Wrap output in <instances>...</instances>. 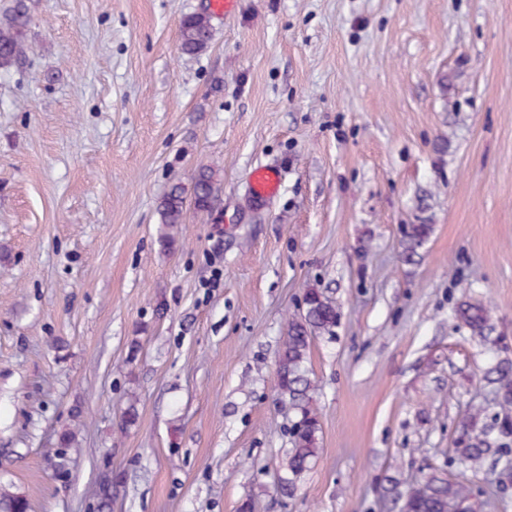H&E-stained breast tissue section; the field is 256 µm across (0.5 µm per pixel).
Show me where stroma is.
I'll return each instance as SVG.
<instances>
[{
    "label": "stroma",
    "instance_id": "stroma-1",
    "mask_svg": "<svg viewBox=\"0 0 512 512\" xmlns=\"http://www.w3.org/2000/svg\"><path fill=\"white\" fill-rule=\"evenodd\" d=\"M0 70V484L28 512H391L512 337V0H25ZM211 218L159 243L173 182ZM278 170L271 202L248 174ZM408 224L433 231L413 260ZM320 453L278 490L307 289ZM488 308L486 337L454 316ZM137 417L127 421L129 396ZM70 446H63L65 433ZM31 22L23 0L0 15V68L10 67L24 53ZM212 38L211 15L194 12L185 15L179 26V49L185 55H197L204 51ZM217 190L214 167H200L189 189L181 184H174L163 197L158 209L160 224L165 229L173 230L179 224H184L188 210L201 217H208L212 212Z\"/></svg>",
    "mask_w": 512,
    "mask_h": 512
}]
</instances>
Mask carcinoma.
<instances>
[{
	"mask_svg": "<svg viewBox=\"0 0 512 512\" xmlns=\"http://www.w3.org/2000/svg\"><path fill=\"white\" fill-rule=\"evenodd\" d=\"M32 19L24 0L0 15V68L10 67L23 53ZM212 38L211 15L194 12L185 15L179 26V49L185 55L204 51ZM216 170L211 166L199 168L190 188L174 184L163 197L158 213L165 231L159 243L170 249L176 243L171 230L184 223L187 211L201 217L212 212L217 192ZM432 232L430 224H409L404 232L407 257L417 255ZM455 316L480 335L489 327V314L481 304L462 302L455 308ZM338 311L336 302L317 288H310L304 296L302 311L288 319L286 336L276 369L278 394L287 398L297 409L298 416L289 429L292 448L284 462L286 477L279 490L286 494L295 480L309 470L318 457L320 424L311 406L313 389L306 367L311 341L323 335H332ZM485 379L492 387L499 411L492 422L479 412L465 413L459 423L450 466L474 475L484 470L487 462L512 468V357L509 352L489 367ZM482 500L469 485L445 469H431L409 482L406 497L401 501L403 512H480ZM27 500L0 486V512H28Z\"/></svg>",
	"mask_w": 512,
	"mask_h": 512,
	"instance_id": "cac0c4a2",
	"label": "carcinoma"
}]
</instances>
